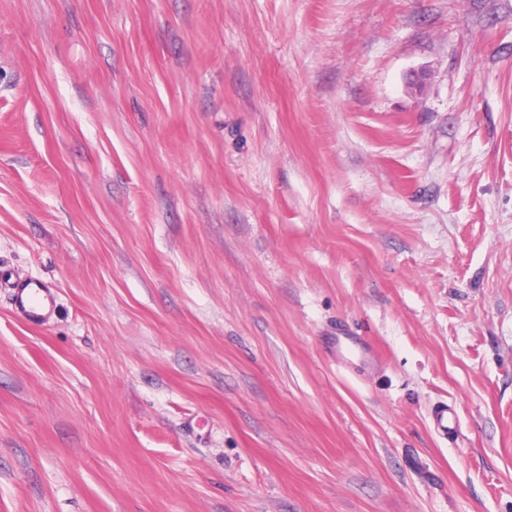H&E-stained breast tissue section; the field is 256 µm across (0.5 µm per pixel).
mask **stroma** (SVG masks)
Listing matches in <instances>:
<instances>
[{
	"label": "stroma",
	"instance_id": "1",
	"mask_svg": "<svg viewBox=\"0 0 512 512\" xmlns=\"http://www.w3.org/2000/svg\"><path fill=\"white\" fill-rule=\"evenodd\" d=\"M0 274V512H512V0H0ZM14 311L26 322L41 325L53 316L57 303L55 290L40 280H25L9 288Z\"/></svg>",
	"mask_w": 512,
	"mask_h": 512
}]
</instances>
